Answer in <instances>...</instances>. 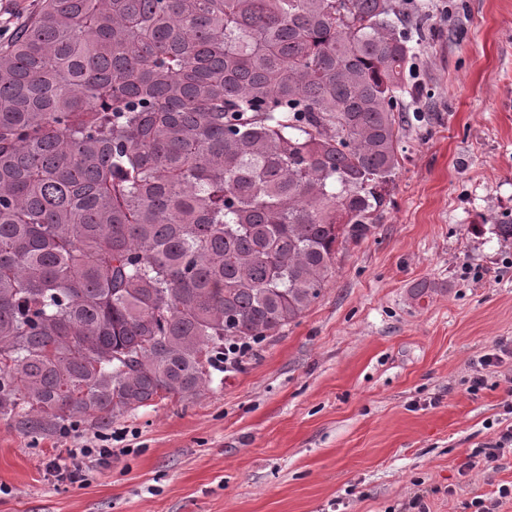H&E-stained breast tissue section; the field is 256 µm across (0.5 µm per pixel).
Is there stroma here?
I'll return each mask as SVG.
<instances>
[{
    "mask_svg": "<svg viewBox=\"0 0 512 512\" xmlns=\"http://www.w3.org/2000/svg\"><path fill=\"white\" fill-rule=\"evenodd\" d=\"M394 4L413 91L371 235L201 397L114 417L85 483L48 464L92 426L0 420V512H474L512 485V455L464 467L512 427V241L491 232L512 220V0Z\"/></svg>",
    "mask_w": 512,
    "mask_h": 512,
    "instance_id": "1",
    "label": "stroma"
}]
</instances>
